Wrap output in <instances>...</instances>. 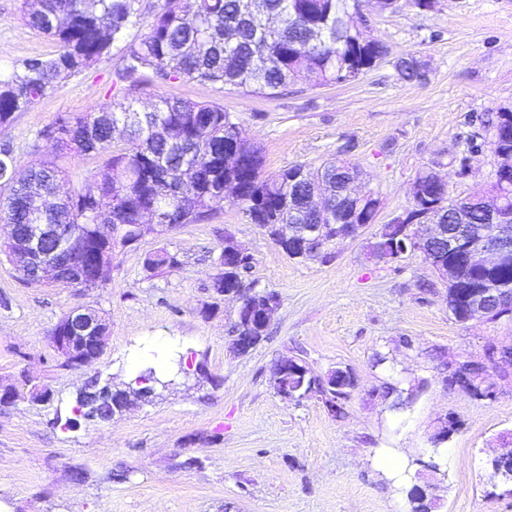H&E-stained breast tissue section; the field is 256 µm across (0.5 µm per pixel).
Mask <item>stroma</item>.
<instances>
[{"mask_svg": "<svg viewBox=\"0 0 512 512\" xmlns=\"http://www.w3.org/2000/svg\"><path fill=\"white\" fill-rule=\"evenodd\" d=\"M162 3L139 0L136 22L90 69L51 80L0 127L18 164L57 158L64 190L81 186L98 158L58 155L41 132L57 116L123 99L117 74ZM26 8V0H0L1 71L55 51L25 24ZM370 35L386 55L350 83L322 86L305 74L276 94L248 95L178 81L139 96L145 107L162 94L223 105L261 148L265 173L333 158L361 170L381 212L330 257L288 258L229 195L208 221L166 232L145 226L100 288L27 286L0 260V385L29 376L52 391L42 404H0V512H410L416 486L432 512H512V493L491 467L512 437V376L488 369L495 396L480 399L446 385L443 374L464 358L483 361L488 345L512 346V321H456L445 284L422 256L387 263L367 249L379 225L411 208L420 171H437L455 198L494 178L484 119L512 110V0H437L424 12L398 0L373 11ZM409 53L425 64V80L400 79L395 64ZM464 161L471 173L461 178ZM228 235L253 257L246 283L278 298L267 338L245 356L231 347L236 305L213 287ZM160 249L178 265L147 271L146 258ZM77 306L105 315L109 339L92 365L62 369L49 336ZM293 356L320 375L353 374L340 413L315 392L298 401L274 392L272 364ZM155 360L180 362L183 374L153 401L107 424L77 412L80 389L127 387ZM445 417L456 429L431 472L424 464ZM399 448L405 473L396 480L375 460Z\"/></svg>", "mask_w": 512, "mask_h": 512, "instance_id": "35a3bbf8", "label": "stroma"}]
</instances>
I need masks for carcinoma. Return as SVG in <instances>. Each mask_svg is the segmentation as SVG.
Wrapping results in <instances>:
<instances>
[{
    "instance_id": "1",
    "label": "carcinoma",
    "mask_w": 512,
    "mask_h": 512,
    "mask_svg": "<svg viewBox=\"0 0 512 512\" xmlns=\"http://www.w3.org/2000/svg\"><path fill=\"white\" fill-rule=\"evenodd\" d=\"M135 0H35L24 14L27 26L52 40L57 52L48 58H30L5 77H0V127L15 113L45 95L50 78L72 75L89 68L137 17ZM360 0H263L259 10L246 13L242 0H164L154 15L150 32L129 52L128 63L118 79L128 84L123 100L77 116H59L41 132L53 137L60 150L93 155L101 160L83 187L65 197L57 194L64 174L56 159L41 158L21 168L9 142L0 143V190L6 193L0 211L4 219L23 230L28 206L36 199L47 202L41 211L43 224H85L92 243L85 265L96 267L105 255L112 258L125 249L122 242L95 240L97 225L139 223L141 212L161 209L169 191L177 190L193 208L188 223L207 219L224 203V140L240 133L236 119L216 103L194 102L174 95L162 96L149 111L137 106L133 93L144 89L140 81L149 72L160 83L204 81L221 83L248 92L271 95L300 73L317 74L326 85L353 82L385 55L384 45L371 43L363 34L347 32L350 11ZM421 60L409 54L402 58L401 79L420 81ZM125 128L126 147L113 150L112 130ZM498 143L512 148V112L496 113L491 122ZM242 157L247 164L233 169L241 188L245 214L253 224H303L304 214L293 199L299 184L324 180L336 197V175L348 179L360 172L341 162L330 161L316 169L294 164L264 175L261 149L243 139ZM416 181L428 190V202L456 216L452 228L462 224L488 223L482 201L498 198L512 208V189L496 180L463 199H453L432 182L427 172ZM177 264L175 256L162 249L145 260L148 271ZM252 257L236 262L228 288L251 268ZM448 265L460 276L458 288L472 280L489 279L512 289V262L492 271L470 262L464 252L448 256ZM156 381L148 367L138 376V388L118 390L112 401L125 408L143 398V382ZM96 387L86 388L76 398L77 408L88 419L111 420L95 398ZM413 512H430L427 493L409 492Z\"/></svg>"
}]
</instances>
